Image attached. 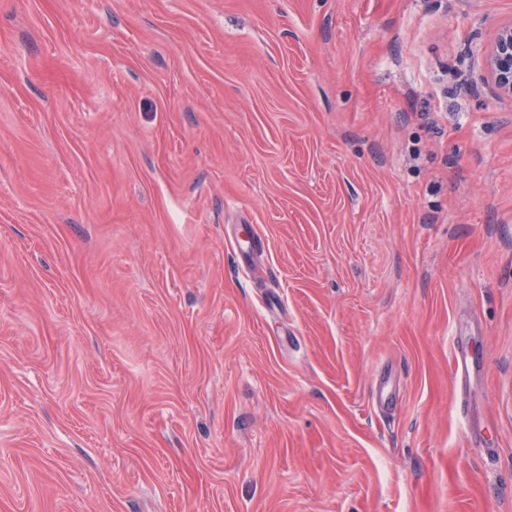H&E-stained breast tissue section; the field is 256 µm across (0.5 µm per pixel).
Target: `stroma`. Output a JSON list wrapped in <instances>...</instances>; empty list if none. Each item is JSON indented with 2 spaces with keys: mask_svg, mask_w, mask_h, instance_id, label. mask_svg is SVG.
Returning <instances> with one entry per match:
<instances>
[{
  "mask_svg": "<svg viewBox=\"0 0 512 512\" xmlns=\"http://www.w3.org/2000/svg\"><path fill=\"white\" fill-rule=\"evenodd\" d=\"M511 22L0 0V512H512ZM487 70L497 90L512 97V24L497 33L487 58Z\"/></svg>",
  "mask_w": 512,
  "mask_h": 512,
  "instance_id": "35a3bbf8",
  "label": "stroma"
}]
</instances>
